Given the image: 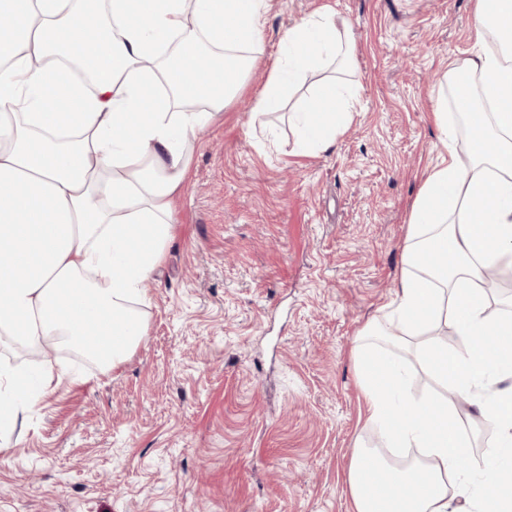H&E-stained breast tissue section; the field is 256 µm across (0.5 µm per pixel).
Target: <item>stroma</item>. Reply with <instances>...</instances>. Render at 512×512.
Returning a JSON list of instances; mask_svg holds the SVG:
<instances>
[{
  "label": "stroma",
  "instance_id": "stroma-1",
  "mask_svg": "<svg viewBox=\"0 0 512 512\" xmlns=\"http://www.w3.org/2000/svg\"><path fill=\"white\" fill-rule=\"evenodd\" d=\"M324 5L349 23L359 101L334 146L302 156L290 104L251 112L282 32ZM474 6L269 0L262 57L191 149L131 357L105 369L0 338V363L78 377L0 446V512H347L355 446L397 457L365 421L358 333L395 296L414 201L444 150L430 91L473 52ZM477 400L459 407L475 468Z\"/></svg>",
  "mask_w": 512,
  "mask_h": 512
}]
</instances>
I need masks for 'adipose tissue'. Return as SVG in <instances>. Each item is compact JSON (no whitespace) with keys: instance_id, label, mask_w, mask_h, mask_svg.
Masks as SVG:
<instances>
[{"instance_id":"adipose-tissue-1","label":"adipose tissue","mask_w":512,"mask_h":512,"mask_svg":"<svg viewBox=\"0 0 512 512\" xmlns=\"http://www.w3.org/2000/svg\"><path fill=\"white\" fill-rule=\"evenodd\" d=\"M268 0H0V335L90 347L105 366L146 334L142 287L175 224L172 199L189 145L241 90L263 41ZM481 50L448 62L435 92L445 151L426 173L385 320L366 336L413 349L447 390L512 375V312L489 314L488 269L512 271V0H476ZM283 62L254 111L282 101L327 63L347 70V21L330 7L289 28ZM358 89L324 85L289 113L293 149L310 155L347 129ZM465 116L467 156L449 111ZM455 330L461 351L435 338ZM369 423L427 465L403 470L358 452L350 512H469L451 479L467 442L448 401L415 399L386 349L362 364ZM67 366L0 367V431L15 428Z\"/></svg>"}]
</instances>
